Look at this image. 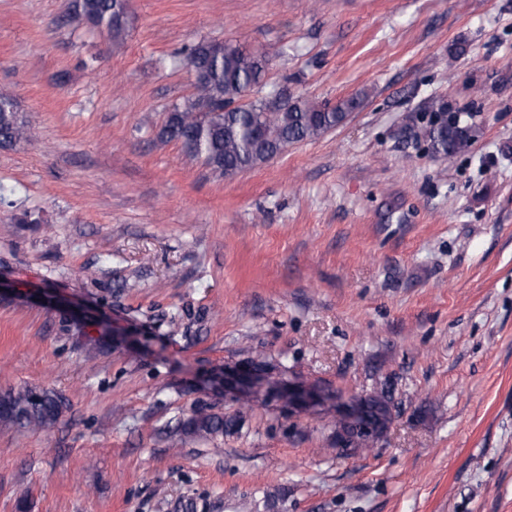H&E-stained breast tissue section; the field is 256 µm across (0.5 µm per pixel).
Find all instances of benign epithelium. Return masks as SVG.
<instances>
[{
  "mask_svg": "<svg viewBox=\"0 0 512 512\" xmlns=\"http://www.w3.org/2000/svg\"><path fill=\"white\" fill-rule=\"evenodd\" d=\"M224 392L250 390L266 386L270 392H278L288 396V408L291 410L316 409L324 405L329 396L324 390L314 384L306 383L297 378L287 382H270L263 375L255 373L248 365H238L224 368ZM369 397L353 396L345 398L336 394V418L343 420L357 431H373V420L370 414Z\"/></svg>",
  "mask_w": 512,
  "mask_h": 512,
  "instance_id": "1",
  "label": "benign epithelium"
}]
</instances>
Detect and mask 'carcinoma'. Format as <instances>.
<instances>
[{
    "label": "carcinoma",
    "instance_id": "1",
    "mask_svg": "<svg viewBox=\"0 0 512 512\" xmlns=\"http://www.w3.org/2000/svg\"><path fill=\"white\" fill-rule=\"evenodd\" d=\"M75 11L107 28L116 40L125 35L126 0H76ZM176 62L192 63L204 69L208 78L167 113L158 136L179 144L186 155L226 178L269 160L290 144L318 138L362 105L358 97L341 99L334 106L298 98L273 112L274 98L269 95L241 105L248 91L263 88L268 60L239 45L226 44L218 51L211 42H198L184 47ZM409 131L423 138L431 153L442 159L467 149L475 137L469 123L439 117L411 126ZM31 135L16 99L0 90V146L13 147ZM371 405L376 427L383 432L392 419L390 399L384 392L374 393ZM64 406L62 397L49 389L7 391L0 395V423L50 429ZM239 423L238 415L226 418L208 407H198L180 424V430L188 436H222L236 431Z\"/></svg>",
    "mask_w": 512,
    "mask_h": 512
}]
</instances>
